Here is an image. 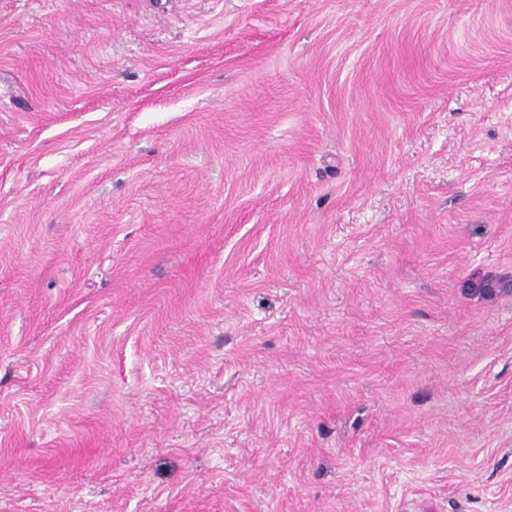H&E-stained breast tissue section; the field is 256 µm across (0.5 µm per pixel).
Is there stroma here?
<instances>
[{
    "instance_id": "1",
    "label": "stroma",
    "mask_w": 512,
    "mask_h": 512,
    "mask_svg": "<svg viewBox=\"0 0 512 512\" xmlns=\"http://www.w3.org/2000/svg\"><path fill=\"white\" fill-rule=\"evenodd\" d=\"M0 512H512V0H0Z\"/></svg>"
}]
</instances>
